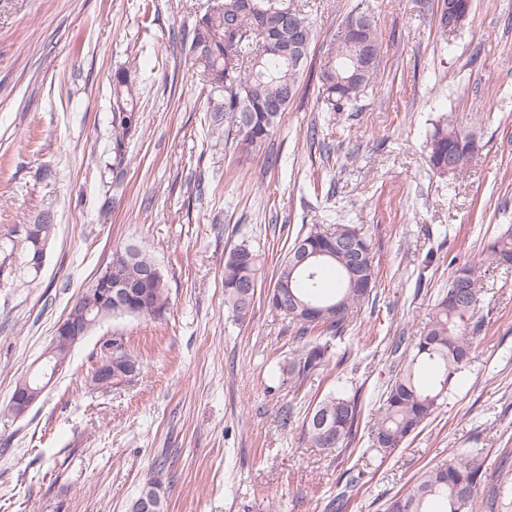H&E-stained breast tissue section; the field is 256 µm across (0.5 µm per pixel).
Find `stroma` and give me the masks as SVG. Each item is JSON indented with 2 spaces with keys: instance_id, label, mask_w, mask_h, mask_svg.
Instances as JSON below:
<instances>
[{
  "instance_id": "1",
  "label": "stroma",
  "mask_w": 512,
  "mask_h": 512,
  "mask_svg": "<svg viewBox=\"0 0 512 512\" xmlns=\"http://www.w3.org/2000/svg\"><path fill=\"white\" fill-rule=\"evenodd\" d=\"M314 40L277 130L248 145L213 135L181 44L214 0H0V227L41 212L54 226L37 277L0 284V512H127L165 463L168 512H384L450 450L483 448L487 485L512 455V270L489 271L461 381L422 431L388 458L369 449L398 337L423 330L454 264L512 226V0H472L444 35L419 0H305ZM375 13L377 79L355 106L327 111L320 56L355 5ZM128 68L143 122L113 166L112 74ZM475 130L465 176L432 170L440 114ZM312 224H360L375 288L330 364L300 389L273 383L297 345L267 302L272 277ZM135 241L168 286L164 317L103 322L43 397L8 413L59 323L115 248ZM259 257L252 313L224 305V261ZM136 355L135 377L88 386L105 343ZM360 394L356 438L333 452L301 434L336 386ZM294 409L283 426L281 410Z\"/></svg>"
}]
</instances>
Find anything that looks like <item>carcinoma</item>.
Returning <instances> with one entry per match:
<instances>
[{
    "mask_svg": "<svg viewBox=\"0 0 512 512\" xmlns=\"http://www.w3.org/2000/svg\"><path fill=\"white\" fill-rule=\"evenodd\" d=\"M256 14L240 10V0H219L195 24L187 35L188 56L201 92L207 94L206 118L226 139L242 136L249 144L265 141L281 123L290 101L295 97L299 79L307 62L302 57L291 62L280 52L278 37L288 35V23L311 27L307 13L297 0H253ZM362 42L375 51L368 66L357 44L344 25H339L320 62V91L329 112H343L355 105L374 82L382 47L378 20L364 28ZM112 150L116 166L126 159L128 139L142 122L136 92L128 70L118 68L112 74ZM429 162L440 175L448 174V154L458 156L457 173H463L477 147L474 131L461 127L448 115L432 123L426 139ZM54 224L43 215L29 225L21 236L13 230L0 234V275L17 270L37 273L34 260L45 257ZM345 241L362 255L355 270L346 268L348 252L334 250L312 270L295 268L283 259L276 268L268 301L284 311L296 328L297 348L279 366L280 378L298 389L309 378L323 371L335 357L333 342L349 330V314L368 299L375 284L377 267L371 237L360 224L325 226L313 224L298 235L292 248L305 245L325 249ZM21 260L13 269V255ZM512 269V232L490 238L479 259L456 268L448 277L427 326L413 337L410 353L381 395L380 416L372 433L370 450L388 457L413 434L420 432L436 410L448 398L452 381L472 359V346L460 336L462 326L478 315L480 292L476 287L470 298L460 301L453 288L458 279L478 282L483 268ZM150 268H158L153 257L137 244H127L112 253L111 260L84 290L99 288V279L108 274L115 279H133ZM335 270L334 292L323 291V275ZM257 282V255L247 245L234 248L224 262V296L234 317L245 319L251 311L255 289L245 287ZM168 307L167 286L162 273L148 284L143 297L131 299L123 307L74 304L67 318L74 321L99 317V321L118 317L157 319ZM108 354L100 364L112 362V372L128 379L138 370L137 361L117 345H105ZM359 395H350L343 385L329 392L308 412L302 424L303 437L315 448L330 452L354 442L359 426ZM488 454L483 448L452 450L448 457L422 471L405 492L385 503V512H501L504 497L512 484V466L499 463V483L485 488Z\"/></svg>",
    "mask_w": 512,
    "mask_h": 512,
    "instance_id": "obj_1",
    "label": "carcinoma"
}]
</instances>
